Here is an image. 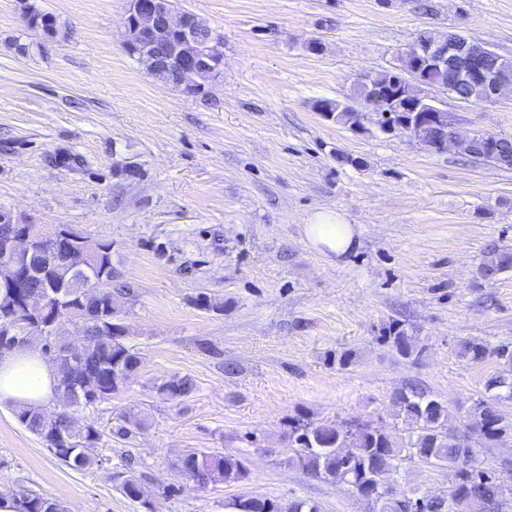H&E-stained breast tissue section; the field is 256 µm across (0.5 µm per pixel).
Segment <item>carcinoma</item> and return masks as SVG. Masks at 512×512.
<instances>
[{"label": "carcinoma", "instance_id": "obj_1", "mask_svg": "<svg viewBox=\"0 0 512 512\" xmlns=\"http://www.w3.org/2000/svg\"><path fill=\"white\" fill-rule=\"evenodd\" d=\"M324 106L334 113L335 122L352 126L356 121L353 111L337 100H325ZM78 235L87 245L100 250L98 269L112 268V243L93 238L81 230ZM512 268V252L492 251L479 267L485 280L496 278ZM66 288H91L90 280L77 278L69 273L66 265L55 268L48 286ZM112 303V289L101 297H91L74 305H64L46 312L25 308L13 288H0V326L19 324L27 333L47 332V340L58 349L77 344L82 349L81 363L65 357L53 361L58 382L72 378L79 365L92 367L98 373L97 394L91 398L83 394L73 396L71 406L45 418L42 408L19 406L14 415L18 423L37 436L53 454L68 467L77 471L103 468L106 459L98 450L100 431L94 425L83 424L76 412L107 400L118 389L116 379L127 383L137 371L141 360L126 343V336H101L84 327L88 316H98L107 323H118ZM393 346L403 355L411 353L415 337L397 330L390 337ZM488 349L473 340L460 344L458 354L473 363L482 362ZM155 390L171 400L188 397L194 391L193 380L187 376H172L161 381ZM397 416L406 428L407 436L399 441L370 424L352 422L345 424H304L294 431L296 448L289 461L308 473L348 486L358 496L376 491V476H390L398 472L407 459L432 465L460 457H473L471 445L448 427V407L431 394L417 387H407L394 397ZM147 419L141 415L123 417L114 434L121 440L130 438L144 429ZM469 426L486 438H502L512 434V419H508L492 404L480 401L469 412ZM128 472L120 490L128 498H142L140 478L132 471V459H126ZM180 476L198 486L212 483L235 482L247 475L244 461L235 455L215 451L190 449L179 461ZM450 499L468 501L470 512H499L503 484L492 472L456 469L450 471ZM448 499V500H450ZM424 505L418 512H450L448 500L443 497H421ZM20 512H65L56 500L33 493H21L15 498ZM236 512H319V508L305 499L280 502L268 497L236 498L229 503Z\"/></svg>", "mask_w": 512, "mask_h": 512}]
</instances>
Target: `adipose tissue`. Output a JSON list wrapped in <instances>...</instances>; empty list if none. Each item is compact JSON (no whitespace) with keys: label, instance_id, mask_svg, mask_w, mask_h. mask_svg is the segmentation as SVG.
Returning a JSON list of instances; mask_svg holds the SVG:
<instances>
[{"label":"adipose tissue","instance_id":"obj_1","mask_svg":"<svg viewBox=\"0 0 512 512\" xmlns=\"http://www.w3.org/2000/svg\"><path fill=\"white\" fill-rule=\"evenodd\" d=\"M306 241L331 263H339L358 245L355 225L333 212H319L303 226ZM58 380L42 352L27 346L0 355V403L43 407L55 395Z\"/></svg>","mask_w":512,"mask_h":512}]
</instances>
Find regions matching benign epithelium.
I'll return each mask as SVG.
<instances>
[{
    "instance_id": "7a95c632",
    "label": "benign epithelium",
    "mask_w": 512,
    "mask_h": 512,
    "mask_svg": "<svg viewBox=\"0 0 512 512\" xmlns=\"http://www.w3.org/2000/svg\"><path fill=\"white\" fill-rule=\"evenodd\" d=\"M124 26L125 50L139 61L150 63V73L168 85L172 74H182L183 80L175 90L186 96L197 97L205 93V88L190 82L191 76L221 70V39L214 35L210 41L202 42L201 34L209 31V27L194 15L176 12L172 0H128ZM405 54L415 55L416 73L428 81L429 88L446 91L460 83L472 82L492 98L512 93L511 79L478 64L489 50L459 35L437 46L419 48L413 44ZM450 59L456 62V68L449 74L448 82L430 81L435 71L447 66ZM365 87L367 96L363 103L371 109L373 124L381 132L404 133L427 149L440 153L452 148L459 154H467L479 144L484 153L500 155L502 137L477 130L461 131L459 119L444 110L435 98L429 95L408 97L397 85L389 90H379L367 81ZM59 237L57 226L21 224L15 221L11 211L0 209V288H25L42 279L57 263L71 262V254L58 243ZM35 250L43 254L44 260L32 267L26 259ZM85 295V289L75 292L44 288L29 294V303L44 309L47 302L54 299L81 301Z\"/></svg>"
}]
</instances>
